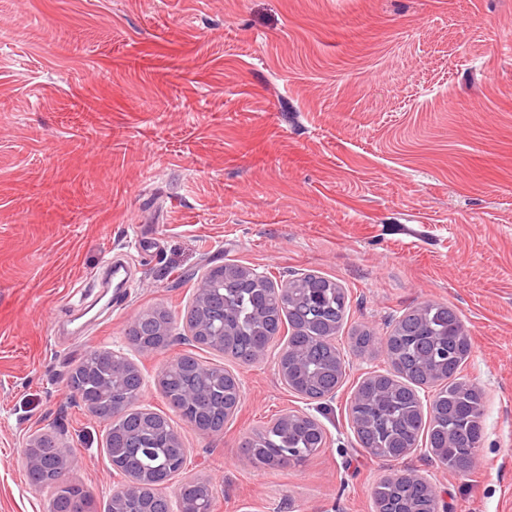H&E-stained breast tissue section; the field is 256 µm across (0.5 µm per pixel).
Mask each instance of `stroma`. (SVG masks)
Segmentation results:
<instances>
[{
    "label": "stroma",
    "instance_id": "35a3bbf8",
    "mask_svg": "<svg viewBox=\"0 0 512 512\" xmlns=\"http://www.w3.org/2000/svg\"><path fill=\"white\" fill-rule=\"evenodd\" d=\"M111 260L128 289L92 283ZM228 263L336 281L341 346L427 302L456 310L471 341L458 378L483 391L474 466L363 451L347 406L386 372L378 351L346 353L320 401L281 382L276 354L242 365L179 324L140 357L135 318L179 321ZM94 348L136 362L158 413L174 358L237 376L222 433L175 425L213 512H375V486L407 467L446 512H512V0H0V512H49L24 456L46 432L99 512L124 484L68 386ZM289 410L322 424L325 448L243 464L245 440Z\"/></svg>",
    "mask_w": 512,
    "mask_h": 512
}]
</instances>
